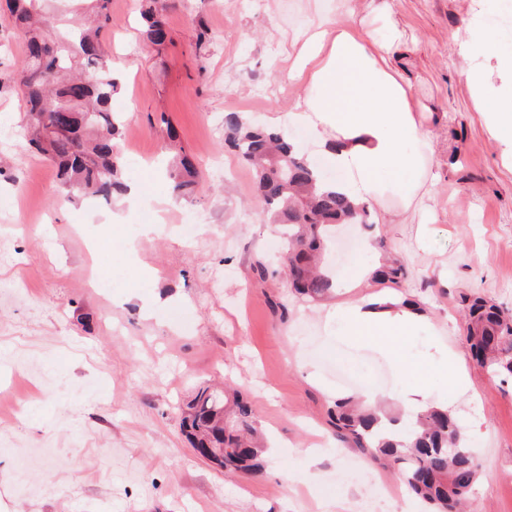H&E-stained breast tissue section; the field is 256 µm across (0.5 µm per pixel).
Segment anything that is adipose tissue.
Listing matches in <instances>:
<instances>
[{"label":"adipose tissue","mask_w":512,"mask_h":512,"mask_svg":"<svg viewBox=\"0 0 512 512\" xmlns=\"http://www.w3.org/2000/svg\"><path fill=\"white\" fill-rule=\"evenodd\" d=\"M383 25L381 37L370 29L338 25L317 28L305 37L291 65L302 87L293 120L317 143L313 167L335 173L337 191L353 202L370 204L391 187L408 206L420 160L412 145L422 134L410 95L391 66L401 34L391 20ZM328 321L336 335L394 350L404 369L393 397L405 415L416 414L433 396H454L468 383L466 376L454 372L435 382L434 364L407 355L404 341L420 328L419 316L409 306L377 311L362 304L335 305Z\"/></svg>","instance_id":"ef3b65f1"}]
</instances>
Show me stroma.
<instances>
[{
    "mask_svg": "<svg viewBox=\"0 0 512 512\" xmlns=\"http://www.w3.org/2000/svg\"><path fill=\"white\" fill-rule=\"evenodd\" d=\"M111 14L123 81L112 109L132 130L120 141L124 180L142 193L105 203L68 200L55 166L24 143L22 46L0 12V512H326L340 495L359 512H401L410 500L395 468L339 451L331 423L344 378L389 392L398 364L324 324L329 303L392 297L346 280L357 259L387 256L408 270L402 295L425 308L413 352L436 344L468 377L448 409L470 418L483 461L469 510L512 512V379L472 359L460 301L476 293L512 313V143L488 119L512 89V0H178L159 50L134 0H112ZM383 14L404 35L392 67L432 161L409 209L387 191L368 225L331 244V301L301 300L255 173L224 144V115L276 126L314 157L292 122L301 88L287 57L320 24L375 29ZM172 141L202 177L188 201L160 163ZM190 221L199 239L184 237ZM23 353L35 359L20 368L10 357ZM206 385L238 391L283 441L260 473H225L182 434L180 408ZM310 448L321 457L313 481Z\"/></svg>",
    "mask_w": 512,
    "mask_h": 512,
    "instance_id": "stroma-1",
    "label": "stroma"
}]
</instances>
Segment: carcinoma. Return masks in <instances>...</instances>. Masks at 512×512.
Wrapping results in <instances>:
<instances>
[{
	"label": "carcinoma",
	"instance_id": "carcinoma-1",
	"mask_svg": "<svg viewBox=\"0 0 512 512\" xmlns=\"http://www.w3.org/2000/svg\"><path fill=\"white\" fill-rule=\"evenodd\" d=\"M5 0L17 35L25 45L19 87L27 106L24 139L52 160L63 188L72 194L109 201L126 190L123 160L116 152L120 120L112 96L121 89L106 45L110 0ZM172 0H141L145 35L155 46L166 42V14ZM69 113V131H54L52 113ZM226 144L255 171L258 190L272 223L288 227V278L302 298L317 299L334 283L317 271L329 228L366 224L369 210L334 192H320L309 165L283 135L251 124L237 112L224 114ZM170 178L176 194L195 195L198 171L185 154L174 157ZM406 267L393 260L376 270L373 282L400 288ZM471 355L494 376H512V315L477 295L461 296ZM336 432L374 458L399 465L408 491L433 508L456 512L481 475L477 454L464 442L461 426L448 410L432 407L416 418L412 433L394 440L379 434L380 418L336 400ZM182 426L195 448L224 449V469L253 473L264 448L251 406L238 393L203 387L182 409Z\"/></svg>",
	"mask_w": 512,
	"mask_h": 512
}]
</instances>
